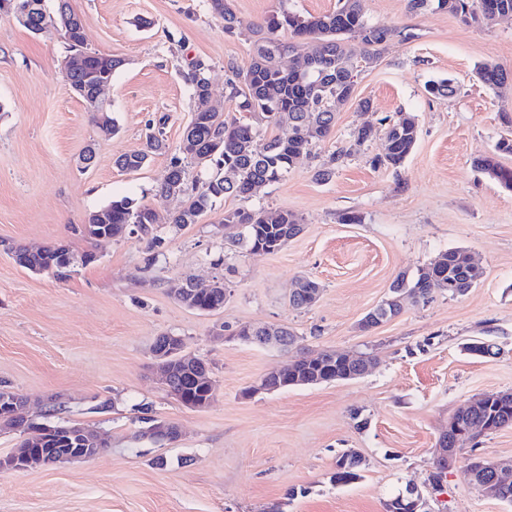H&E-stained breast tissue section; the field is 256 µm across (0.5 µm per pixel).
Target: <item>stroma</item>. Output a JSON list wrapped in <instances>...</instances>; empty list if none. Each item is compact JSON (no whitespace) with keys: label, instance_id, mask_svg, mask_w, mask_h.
<instances>
[{"label":"stroma","instance_id":"1","mask_svg":"<svg viewBox=\"0 0 512 512\" xmlns=\"http://www.w3.org/2000/svg\"><path fill=\"white\" fill-rule=\"evenodd\" d=\"M69 2L87 50L124 61L104 95L119 131L102 136L71 92L58 33L35 36L0 16V386L27 399L31 419L47 413L97 428L109 446L90 461L0 471V512H383L409 486L427 512H512L467 483L465 458L442 488L431 481L449 418L477 396L512 391V192L473 166L501 137L512 139V83L491 87L476 74L482 63L512 72V20L466 25L445 11L410 12L407 0H363L366 18L393 34L379 61L359 68L330 137L248 202L217 200L198 223L177 228L168 218L183 196L162 199L156 188L195 108L181 73L206 61L214 104L234 116L230 69L249 63V26L276 0H232L242 22L232 37L207 0ZM445 77L453 96L427 92ZM400 112L419 124L400 171L371 165L377 138L329 182L314 180L352 130ZM151 122L163 124L168 152L139 170L117 169L114 158L142 149ZM89 145L95 159L85 169L79 157ZM122 196L157 212L162 247L148 249L136 232L78 233L89 213ZM244 204L294 212L303 230L277 252H246L222 224L225 210ZM346 212L361 223H340ZM57 242L92 262L59 275L14 259L16 248ZM454 248L482 270L467 294L440 292L360 328L398 274L415 277ZM303 276L320 294L297 309L289 298ZM215 277L229 290L222 309L199 312L173 294L186 279ZM249 324L287 327L299 342L233 338ZM163 335L208 362L216 383L208 408L184 407L156 376L152 347ZM477 341L492 354H472ZM320 350L374 365L355 379L248 395L265 372ZM151 419L176 424L180 437L144 438ZM350 449L365 460L361 477L336 482V460Z\"/></svg>","mask_w":512,"mask_h":512}]
</instances>
